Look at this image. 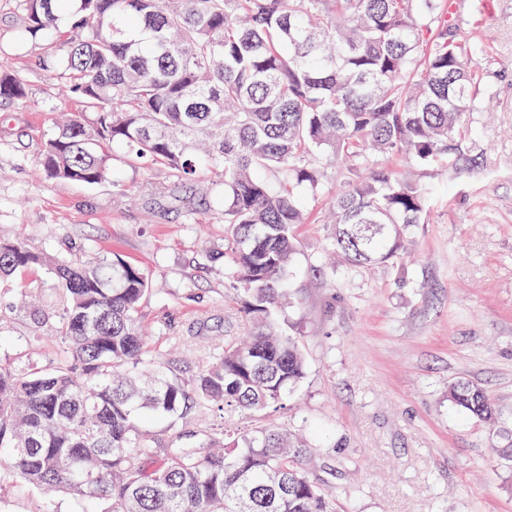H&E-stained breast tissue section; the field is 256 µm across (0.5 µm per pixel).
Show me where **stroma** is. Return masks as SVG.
<instances>
[{
    "instance_id": "obj_1",
    "label": "stroma",
    "mask_w": 512,
    "mask_h": 512,
    "mask_svg": "<svg viewBox=\"0 0 512 512\" xmlns=\"http://www.w3.org/2000/svg\"><path fill=\"white\" fill-rule=\"evenodd\" d=\"M476 47L482 111L467 143L478 158L449 176L416 225L404 260L355 268L333 246L328 203L346 172H329L296 228L282 329L306 356V374L282 405L224 414L199 406L160 418L150 448L205 443L224 428L277 426L306 446L310 476L336 497L337 512H512V0H455ZM16 0H0V48L25 80L26 104L0 106V241L24 237L36 251L89 260L116 255L148 272L140 307L148 357L192 380L239 336L242 296L231 269L212 261L224 222L190 221L174 181L154 166L114 164L96 185L48 179L39 166L62 98L37 52L16 44ZM45 270L0 282V302L35 296L56 308ZM57 341L23 316L0 329V364L19 355L51 367ZM481 387L495 412L479 420L448 399V384ZM0 512H101L19 479L0 480Z\"/></svg>"
}]
</instances>
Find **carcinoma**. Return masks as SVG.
I'll return each mask as SVG.
<instances>
[{
	"mask_svg": "<svg viewBox=\"0 0 512 512\" xmlns=\"http://www.w3.org/2000/svg\"><path fill=\"white\" fill-rule=\"evenodd\" d=\"M19 2L17 41L39 50L61 96L86 104L59 114L41 154L46 176L99 184L116 149L132 165L167 169L182 188L207 171L250 340L227 341L189 383L143 371L148 274L109 256L60 258L20 237L1 241V279L50 270L59 310L23 302L9 311L61 349L47 369L0 366V470L102 500L105 512H336L302 467L306 449L278 427L159 456L142 444L138 420L178 417L194 403L256 412L295 391L306 357L277 323L295 228L328 168L350 174L331 201L335 247L363 267L399 257L440 188L400 179L390 157L455 172L473 165L467 116L482 70L452 0ZM27 98L0 53V99ZM448 398L493 415L476 385L452 382Z\"/></svg>",
	"mask_w": 512,
	"mask_h": 512,
	"instance_id": "cac0c4a2",
	"label": "carcinoma"
}]
</instances>
